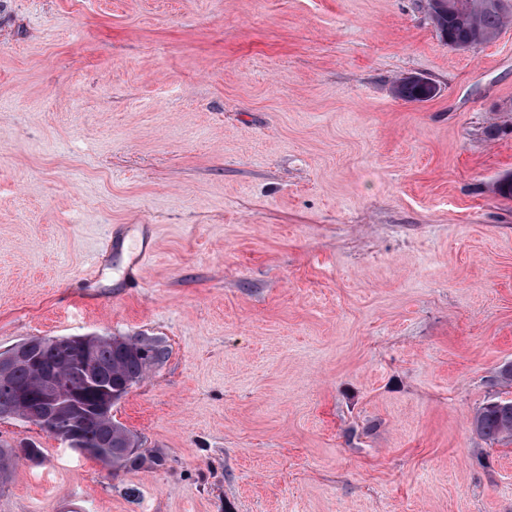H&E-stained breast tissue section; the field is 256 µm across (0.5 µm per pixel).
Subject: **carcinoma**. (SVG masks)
<instances>
[{"mask_svg": "<svg viewBox=\"0 0 512 512\" xmlns=\"http://www.w3.org/2000/svg\"><path fill=\"white\" fill-rule=\"evenodd\" d=\"M441 0L431 13L441 37L451 47L482 44L500 33L512 17V0ZM394 94L408 101H425L435 95V88L407 78L393 86ZM35 359H25L0 369V414L41 426L57 438L71 427L75 412L84 413L83 454L99 460L118 473L144 466H161L164 457L145 448L134 454L129 447L139 445V438L120 423H111L94 412L98 403L117 395L122 397L149 372L164 350L138 337L99 335L90 359L82 367L72 365L71 348L55 337L38 338ZM63 377L61 401L45 411L43 388L50 374ZM475 433L495 442L512 439V400L487 402L472 420ZM39 464L42 449L37 445L20 446L0 443V486L13 477L20 460Z\"/></svg>", "mask_w": 512, "mask_h": 512, "instance_id": "1", "label": "carcinoma"}]
</instances>
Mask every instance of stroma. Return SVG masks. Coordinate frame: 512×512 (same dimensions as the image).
<instances>
[{"label":"stroma","instance_id":"35a3bbf8","mask_svg":"<svg viewBox=\"0 0 512 512\" xmlns=\"http://www.w3.org/2000/svg\"><path fill=\"white\" fill-rule=\"evenodd\" d=\"M510 176L512 22L459 51L426 0H0V351L165 350L112 407L163 466L0 420L44 455L0 512H512L471 426L512 399ZM393 92L398 98L408 101H425L431 99L436 94L435 88L421 85L407 78L396 83L393 86Z\"/></svg>","mask_w":512,"mask_h":512}]
</instances>
